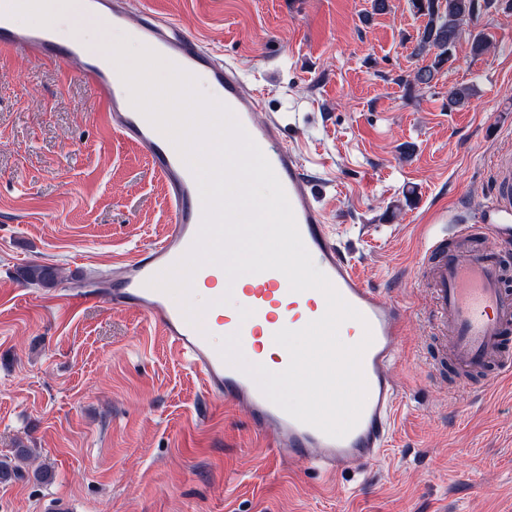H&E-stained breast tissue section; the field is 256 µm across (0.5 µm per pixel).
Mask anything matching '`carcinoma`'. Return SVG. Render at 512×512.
I'll use <instances>...</instances> for the list:
<instances>
[{
  "instance_id": "1",
  "label": "carcinoma",
  "mask_w": 512,
  "mask_h": 512,
  "mask_svg": "<svg viewBox=\"0 0 512 512\" xmlns=\"http://www.w3.org/2000/svg\"><path fill=\"white\" fill-rule=\"evenodd\" d=\"M414 11L427 17L419 32L415 51L417 54H431L430 64L418 69L413 76L416 85H429L439 71L451 67L456 61L455 49L463 37L471 40V52L475 56L486 53L490 48L489 37L484 33L472 34L463 28L465 18L480 13L489 0H411ZM472 85L462 84L448 91V109L466 108L474 95ZM30 285L51 287L57 282L55 268L43 264H31L23 272Z\"/></svg>"
}]
</instances>
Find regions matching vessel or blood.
<instances>
[{
	"mask_svg": "<svg viewBox=\"0 0 512 512\" xmlns=\"http://www.w3.org/2000/svg\"><path fill=\"white\" fill-rule=\"evenodd\" d=\"M0 0V54H23L32 59L72 67L83 81L99 87L105 98L100 117L123 140L142 149L162 179L168 199L169 228L162 239L143 242L134 260L115 266L112 285L100 293L86 289L71 294L74 304L108 300L119 308L150 316L161 336L182 351L213 402L245 407L275 453L306 459L332 479L359 471L378 459L392 433L399 390L391 367L399 356L404 331V308L381 295L357 273L352 260L333 239L325 212L315 202L314 183L304 155L286 143L279 116L259 120L263 100L249 87L236 63L202 40L184 34L168 17L140 9L136 0H83V9L107 28L129 29L150 49L193 74L207 92L226 104L259 146L282 184L302 241L343 299L366 319L373 337L362 358L367 397L355 427L343 438L329 437L303 424L269 401L253 380L220 356L217 333L239 334L241 347L255 354L270 352L274 371H283L289 355L274 341L281 329L298 330L326 311V299L316 290L291 291L284 274L270 270L255 274L243 288L248 319L239 314L202 317L189 324L179 303L150 287L151 278L176 263L191 247L201 224L203 207L196 180L180 154L131 102L129 92L109 58L91 50L78 36L62 34L56 26L19 25ZM495 199L480 224L431 225L421 266L433 295L435 327L451 338L453 363L466 371L491 369L512 375V284L494 251L465 247L480 234L512 240V151L504 150L492 168Z\"/></svg>",
	"mask_w": 512,
	"mask_h": 512,
	"instance_id": "b4317fda",
	"label": "vessel or blood"
}]
</instances>
